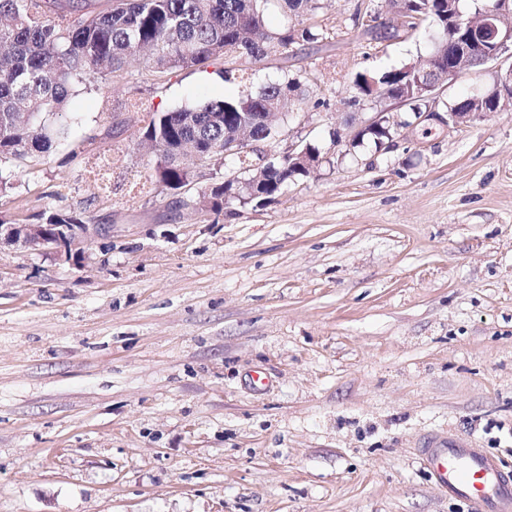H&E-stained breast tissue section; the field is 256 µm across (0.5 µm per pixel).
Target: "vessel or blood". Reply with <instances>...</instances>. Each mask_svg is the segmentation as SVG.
<instances>
[{"label": "vessel or blood", "instance_id": "vessel-or-blood-1", "mask_svg": "<svg viewBox=\"0 0 512 512\" xmlns=\"http://www.w3.org/2000/svg\"><path fill=\"white\" fill-rule=\"evenodd\" d=\"M421 455L437 488L471 512H512V472L486 449L440 434L427 439Z\"/></svg>", "mask_w": 512, "mask_h": 512}]
</instances>
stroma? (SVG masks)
Segmentation results:
<instances>
[{"instance_id": "obj_1", "label": "stroma", "mask_w": 512, "mask_h": 512, "mask_svg": "<svg viewBox=\"0 0 512 512\" xmlns=\"http://www.w3.org/2000/svg\"><path fill=\"white\" fill-rule=\"evenodd\" d=\"M387 0H321L323 38L251 82L315 74L273 150L320 162L264 206H179L152 177L122 85L70 96L69 137L0 160V215L102 225L81 258L0 244V512H470L418 455L449 431L512 470V110L353 138L356 76L429 49L376 40ZM462 75L438 112L490 91ZM176 69L145 113L231 95ZM264 372L255 387L252 371Z\"/></svg>"}]
</instances>
